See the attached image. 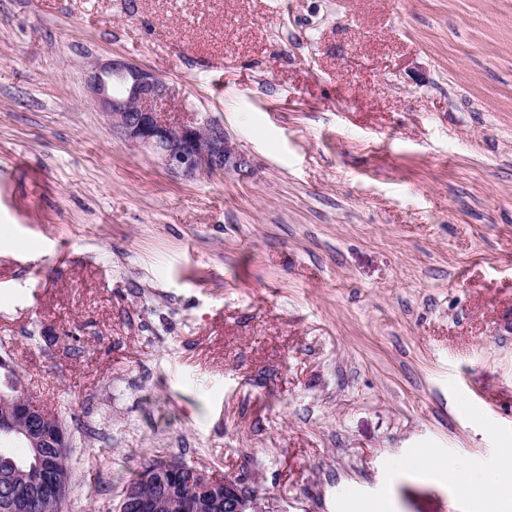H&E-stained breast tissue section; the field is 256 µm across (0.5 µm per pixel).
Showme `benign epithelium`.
I'll return each mask as SVG.
<instances>
[{"instance_id": "obj_1", "label": "benign epithelium", "mask_w": 512, "mask_h": 512, "mask_svg": "<svg viewBox=\"0 0 512 512\" xmlns=\"http://www.w3.org/2000/svg\"><path fill=\"white\" fill-rule=\"evenodd\" d=\"M87 88L112 124L120 141L135 148H145L155 163L174 177L194 179L239 173L248 167L246 156L238 150L218 121L201 113L189 118L164 119L157 112L172 91L164 78L153 70L126 59H112L94 64L86 76ZM19 418L25 420L24 433L35 445L63 448L69 434L55 413L41 407L26 392L18 396L0 395V424L8 427ZM184 462L168 457L158 459L154 471L179 474ZM190 493L183 498L179 489H170L166 502H158L141 489L127 488L117 512L134 507L138 512H201L205 506L221 512H277L270 502L259 500L242 474L215 477L195 469L188 479ZM44 494L59 497L52 470L45 467L35 477ZM25 495L6 493L0 497V512H30Z\"/></svg>"}]
</instances>
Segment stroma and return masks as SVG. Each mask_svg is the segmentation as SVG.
Listing matches in <instances>:
<instances>
[{
	"mask_svg": "<svg viewBox=\"0 0 512 512\" xmlns=\"http://www.w3.org/2000/svg\"><path fill=\"white\" fill-rule=\"evenodd\" d=\"M160 74L243 173L112 133ZM73 446L61 512L156 457L280 512H497L512 448V0H0V358ZM86 83L120 141L149 150L155 163L172 176H224L248 167L246 156L218 121L202 113H192L189 118H162L157 107L171 97L172 91L155 71L112 58L94 64L87 71ZM398 468L421 471L447 470L448 472L455 473V462L439 454L435 449L428 448L414 460L399 464Z\"/></svg>",
	"mask_w": 512,
	"mask_h": 512,
	"instance_id": "obj_1",
	"label": "stroma"
}]
</instances>
